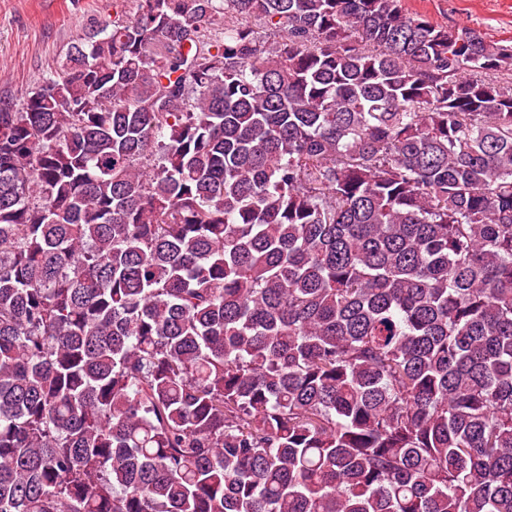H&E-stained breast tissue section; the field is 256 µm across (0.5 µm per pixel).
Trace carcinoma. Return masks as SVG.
I'll use <instances>...</instances> for the list:
<instances>
[{
    "instance_id": "cac0c4a2",
    "label": "carcinoma",
    "mask_w": 512,
    "mask_h": 512,
    "mask_svg": "<svg viewBox=\"0 0 512 512\" xmlns=\"http://www.w3.org/2000/svg\"><path fill=\"white\" fill-rule=\"evenodd\" d=\"M490 71L402 0H136L0 98V512H512Z\"/></svg>"
}]
</instances>
